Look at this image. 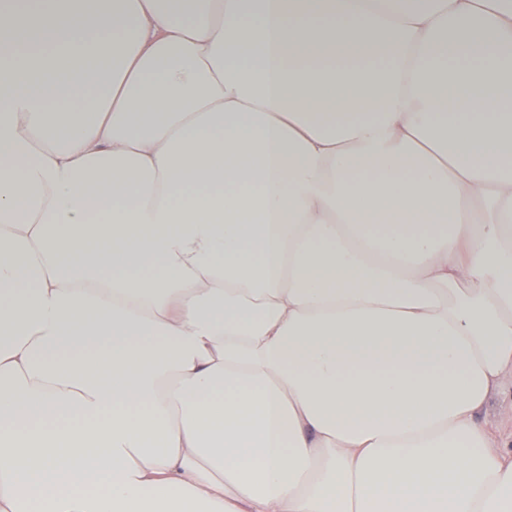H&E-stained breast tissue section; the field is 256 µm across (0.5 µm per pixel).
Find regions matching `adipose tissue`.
Segmentation results:
<instances>
[{
  "instance_id": "ef3b65f1",
  "label": "adipose tissue",
  "mask_w": 512,
  "mask_h": 512,
  "mask_svg": "<svg viewBox=\"0 0 512 512\" xmlns=\"http://www.w3.org/2000/svg\"><path fill=\"white\" fill-rule=\"evenodd\" d=\"M510 375L512 0H0V512H512ZM498 445H508L511 449L512 436V377L505 380L502 389L495 393L486 411L480 415Z\"/></svg>"
}]
</instances>
